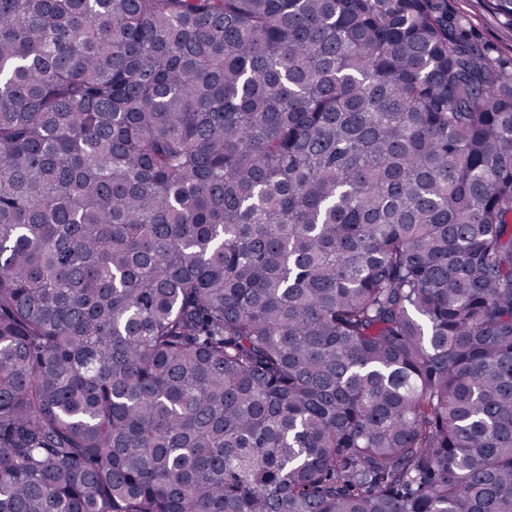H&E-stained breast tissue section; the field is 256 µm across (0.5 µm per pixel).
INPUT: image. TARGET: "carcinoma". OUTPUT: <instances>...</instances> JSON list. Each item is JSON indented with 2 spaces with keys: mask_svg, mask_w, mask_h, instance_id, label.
I'll use <instances>...</instances> for the list:
<instances>
[{
  "mask_svg": "<svg viewBox=\"0 0 512 512\" xmlns=\"http://www.w3.org/2000/svg\"><path fill=\"white\" fill-rule=\"evenodd\" d=\"M0 512H512V60L0 0Z\"/></svg>",
  "mask_w": 512,
  "mask_h": 512,
  "instance_id": "carcinoma-1",
  "label": "carcinoma"
}]
</instances>
